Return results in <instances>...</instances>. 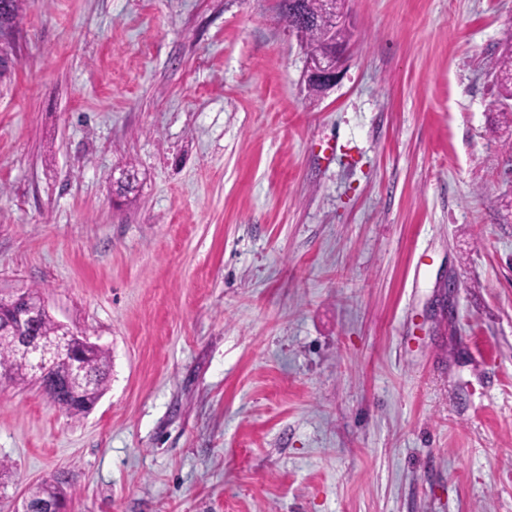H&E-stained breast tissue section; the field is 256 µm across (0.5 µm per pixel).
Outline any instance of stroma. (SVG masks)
<instances>
[{"label":"stroma","instance_id":"obj_1","mask_svg":"<svg viewBox=\"0 0 512 512\" xmlns=\"http://www.w3.org/2000/svg\"><path fill=\"white\" fill-rule=\"evenodd\" d=\"M345 9L313 95L279 0H27L0 294L111 367L0 385V512H512V0ZM501 47L499 66L496 70V85L498 97L501 100L498 112L503 115L506 122L510 114L512 123V106L508 103L512 100V29L505 33ZM343 47L336 50V57L321 59L307 54L306 79H311L326 89L336 84L343 68L345 55V51L342 53ZM88 351V355L82 361L87 364L92 372L95 384L89 388L73 384L72 390L75 392L76 397L61 396L58 393V385L68 382L70 378L69 365L65 361L53 363L41 379L37 378L53 406L70 416L83 415L89 411L103 394L108 381L110 369L108 351L99 345H96L93 350ZM27 496L23 495L21 507L16 509L17 512H60L59 507L48 500L55 498L63 503L61 496L64 498L59 482L57 485L47 484L45 482L38 483L29 488ZM30 500L35 503L43 501L48 502L42 503L40 507L35 508Z\"/></svg>","mask_w":512,"mask_h":512}]
</instances>
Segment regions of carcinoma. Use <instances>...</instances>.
I'll list each match as a JSON object with an SVG mask.
<instances>
[{
  "instance_id": "1",
  "label": "carcinoma",
  "mask_w": 512,
  "mask_h": 512,
  "mask_svg": "<svg viewBox=\"0 0 512 512\" xmlns=\"http://www.w3.org/2000/svg\"><path fill=\"white\" fill-rule=\"evenodd\" d=\"M23 4L22 0H10L9 11L0 16V28L6 27L10 30L16 27L20 18ZM302 41L316 53H331L336 49V42L344 39L349 40V33L343 31L331 36L316 24L310 22L300 29ZM498 97L501 100L498 112L503 118L512 115V29L505 33L501 43V54L499 66L496 70ZM92 372L95 384L91 387L81 385L72 386L75 392L73 396H62L58 393V386L69 381V365L64 361L53 363L47 373L40 379V385L50 399L53 406L71 416L85 414L96 403L103 394L108 381L110 369V357L106 349L96 346L88 352L83 359ZM7 368L8 373L0 375V382L20 383L25 382L32 375L19 352L17 344L12 337L0 334V367ZM28 498L37 503L50 499H61L63 493L60 486L38 483L27 491Z\"/></svg>"
}]
</instances>
